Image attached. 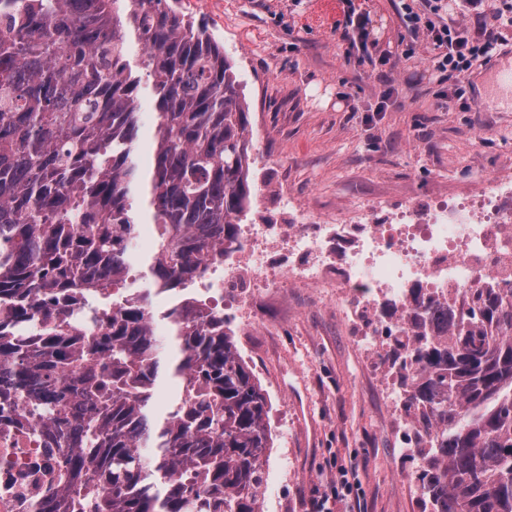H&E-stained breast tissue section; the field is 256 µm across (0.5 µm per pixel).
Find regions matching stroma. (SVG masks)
<instances>
[{
    "mask_svg": "<svg viewBox=\"0 0 512 512\" xmlns=\"http://www.w3.org/2000/svg\"><path fill=\"white\" fill-rule=\"evenodd\" d=\"M369 19L368 50L340 38L345 5L332 19L316 0H179L224 47L249 110L251 196L266 205L250 219H273L275 193L323 215L350 204L376 209L397 198L461 193L468 180L512 164V98L494 80L512 63V27L497 55L465 78L463 110L448 106V84L431 48L405 40L407 7L420 0H353ZM385 112H377L380 102ZM288 322L272 336L224 327L267 393L273 444L267 452L262 512H304L313 488L336 482V466L356 471L351 512H422L413 464L392 448L380 394L336 316L307 288L289 291L283 311L261 307L258 322Z\"/></svg>",
    "mask_w": 512,
    "mask_h": 512,
    "instance_id": "obj_1",
    "label": "stroma"
}]
</instances>
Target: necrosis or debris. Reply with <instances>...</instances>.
Instances as JSON below:
<instances>
[{"label": "necrosis or debris", "mask_w": 512, "mask_h": 512, "mask_svg": "<svg viewBox=\"0 0 512 512\" xmlns=\"http://www.w3.org/2000/svg\"><path fill=\"white\" fill-rule=\"evenodd\" d=\"M469 191L465 202L393 201L378 223L355 207L319 216L280 195L285 222L238 225L235 246L204 261L185 298L207 308L230 305L245 326L263 293L323 290L379 383L396 447L413 454L417 430L383 358L388 344L406 340L413 322L385 316V308H410L418 291L451 302L473 288H512V208L503 206L512 201V172ZM19 417L20 428L0 426V512L55 505L68 455L45 447L37 417Z\"/></svg>", "instance_id": "1"}]
</instances>
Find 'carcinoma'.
<instances>
[{
	"label": "carcinoma",
	"mask_w": 512,
	"mask_h": 512,
	"mask_svg": "<svg viewBox=\"0 0 512 512\" xmlns=\"http://www.w3.org/2000/svg\"><path fill=\"white\" fill-rule=\"evenodd\" d=\"M0 16V424L25 407L71 448L62 512H261L267 400L224 316L152 303L235 242L249 208L233 65L168 0H0ZM145 224L155 249L136 261L125 245ZM132 262L148 287L95 303L103 332L55 311L60 295L118 287ZM433 314L448 336L387 355L418 431L438 428L419 449L422 500L430 512H512V290L477 288ZM160 319L181 379L163 412Z\"/></svg>",
	"instance_id": "carcinoma-1"
}]
</instances>
